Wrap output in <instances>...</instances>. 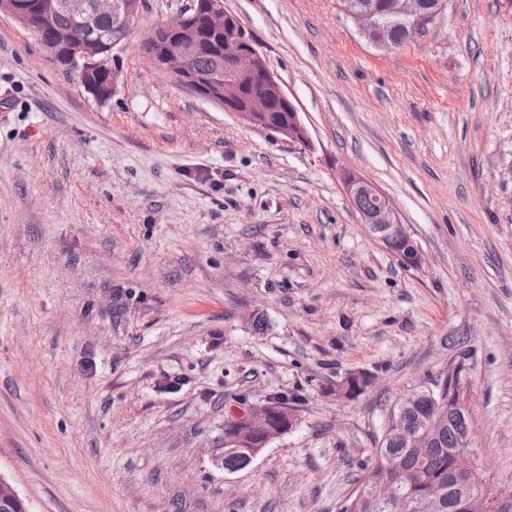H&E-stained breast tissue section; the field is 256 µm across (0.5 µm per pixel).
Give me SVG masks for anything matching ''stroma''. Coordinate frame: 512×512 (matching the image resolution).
I'll use <instances>...</instances> for the list:
<instances>
[{
	"instance_id": "obj_1",
	"label": "stroma",
	"mask_w": 512,
	"mask_h": 512,
	"mask_svg": "<svg viewBox=\"0 0 512 512\" xmlns=\"http://www.w3.org/2000/svg\"><path fill=\"white\" fill-rule=\"evenodd\" d=\"M185 2L145 0L105 102L0 17V474L32 512H339L390 407L460 364L474 462L512 489V0H446L392 50L337 0H224L307 146L148 61ZM276 395L296 427L225 472L228 411ZM340 180L347 196L354 205H356L358 199L363 197H368L374 202L372 209L356 208L360 223L365 224L369 232L382 242H384L385 237L388 235L401 236L406 244L404 251L405 245L398 237L389 238L385 245L395 255L403 251L401 254H398L402 265L407 267L418 265L421 260L419 250L407 232L405 225L401 223L398 213L389 198L371 181L349 170L344 169L341 171ZM360 205L368 208L370 201L367 198H363L360 200Z\"/></svg>"
}]
</instances>
